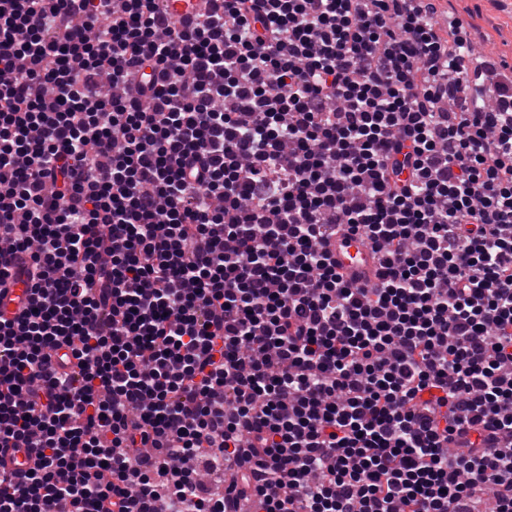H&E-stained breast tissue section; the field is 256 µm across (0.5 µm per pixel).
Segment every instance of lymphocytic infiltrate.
Segmentation results:
<instances>
[{"mask_svg":"<svg viewBox=\"0 0 512 512\" xmlns=\"http://www.w3.org/2000/svg\"><path fill=\"white\" fill-rule=\"evenodd\" d=\"M438 2L0 0V512H512V78ZM162 11L176 22L190 20L206 7V0H159ZM329 248L336 259V271L346 279L360 283L375 280L377 262L362 238L340 231L331 238ZM8 293L0 301V311L13 315L23 306L27 296V284L24 281H17L9 285ZM36 466L37 459L25 449L15 450L14 448H9L5 454L0 452V470L5 468L7 471L21 472L28 471Z\"/></svg>","mask_w":512,"mask_h":512,"instance_id":"1","label":"lymphocytic infiltrate"}]
</instances>
